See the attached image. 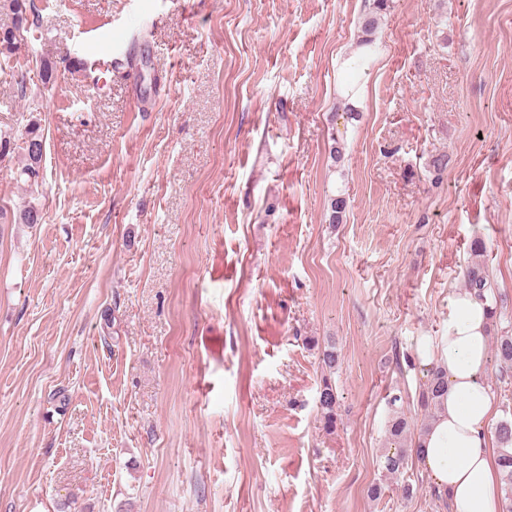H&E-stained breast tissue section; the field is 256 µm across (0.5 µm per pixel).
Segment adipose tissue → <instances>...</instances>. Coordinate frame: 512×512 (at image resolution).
I'll list each match as a JSON object with an SVG mask.
<instances>
[{
    "instance_id": "obj_1",
    "label": "adipose tissue",
    "mask_w": 512,
    "mask_h": 512,
    "mask_svg": "<svg viewBox=\"0 0 512 512\" xmlns=\"http://www.w3.org/2000/svg\"><path fill=\"white\" fill-rule=\"evenodd\" d=\"M488 309L474 294L448 297V333L423 339L422 363L446 371L448 390L424 430L421 463L452 512H501L500 470L490 430L497 417L486 383Z\"/></svg>"
}]
</instances>
